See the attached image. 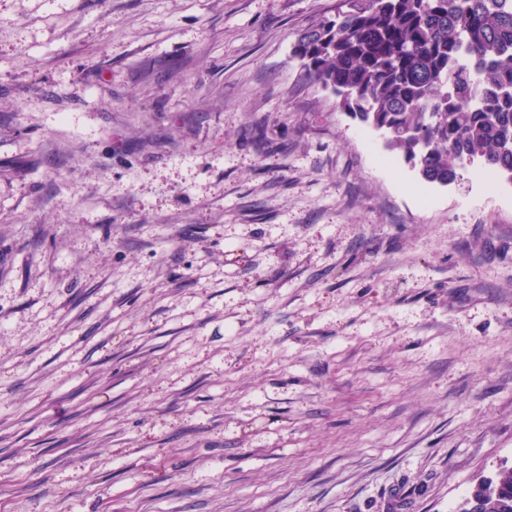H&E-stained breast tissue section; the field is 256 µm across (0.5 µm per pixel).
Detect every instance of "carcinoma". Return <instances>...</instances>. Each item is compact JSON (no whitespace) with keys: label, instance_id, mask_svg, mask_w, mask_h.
<instances>
[{"label":"carcinoma","instance_id":"carcinoma-1","mask_svg":"<svg viewBox=\"0 0 512 512\" xmlns=\"http://www.w3.org/2000/svg\"><path fill=\"white\" fill-rule=\"evenodd\" d=\"M292 54L424 182L455 183L469 159L512 183V0H339ZM457 512H512V468Z\"/></svg>","mask_w":512,"mask_h":512}]
</instances>
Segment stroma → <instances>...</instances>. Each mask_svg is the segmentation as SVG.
Wrapping results in <instances>:
<instances>
[{
  "label": "stroma",
  "instance_id": "35a3bbf8",
  "mask_svg": "<svg viewBox=\"0 0 512 512\" xmlns=\"http://www.w3.org/2000/svg\"><path fill=\"white\" fill-rule=\"evenodd\" d=\"M338 0H0V512H453L512 468V183L302 76Z\"/></svg>",
  "mask_w": 512,
  "mask_h": 512
}]
</instances>
